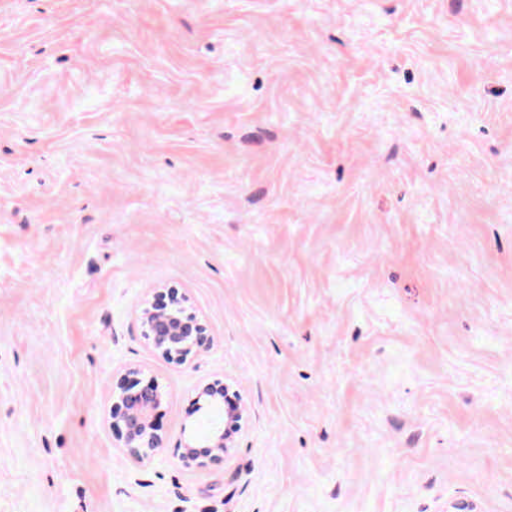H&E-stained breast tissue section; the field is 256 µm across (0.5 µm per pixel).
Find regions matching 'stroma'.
<instances>
[{
    "mask_svg": "<svg viewBox=\"0 0 512 512\" xmlns=\"http://www.w3.org/2000/svg\"><path fill=\"white\" fill-rule=\"evenodd\" d=\"M215 379L250 421L188 466ZM455 502L512 512V0H0V512ZM136 317L142 336L164 359L191 364L209 349L208 326L193 309L186 292L178 288H153L142 299ZM139 367H127L112 381V427L118 431L120 448L138 463L150 460L163 448L156 416L164 393L153 378L143 382Z\"/></svg>",
    "mask_w": 512,
    "mask_h": 512,
    "instance_id": "1",
    "label": "stroma"
}]
</instances>
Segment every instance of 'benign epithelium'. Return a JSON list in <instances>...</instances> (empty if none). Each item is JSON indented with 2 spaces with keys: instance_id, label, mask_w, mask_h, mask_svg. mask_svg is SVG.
<instances>
[{
  "instance_id": "obj_1",
  "label": "benign epithelium",
  "mask_w": 512,
  "mask_h": 512,
  "mask_svg": "<svg viewBox=\"0 0 512 512\" xmlns=\"http://www.w3.org/2000/svg\"><path fill=\"white\" fill-rule=\"evenodd\" d=\"M137 320L152 351L164 359L190 364L209 349L208 326L193 309L189 296L177 288L152 289L140 303ZM142 374L139 367H127L112 381V427L118 431L121 447L138 463L163 448L156 416L164 393L154 379L143 381ZM215 407L224 408V426L202 440L187 437L181 453L185 464L222 461L235 447L237 434L248 425L240 394L218 379L199 389L193 412L202 414Z\"/></svg>"
}]
</instances>
